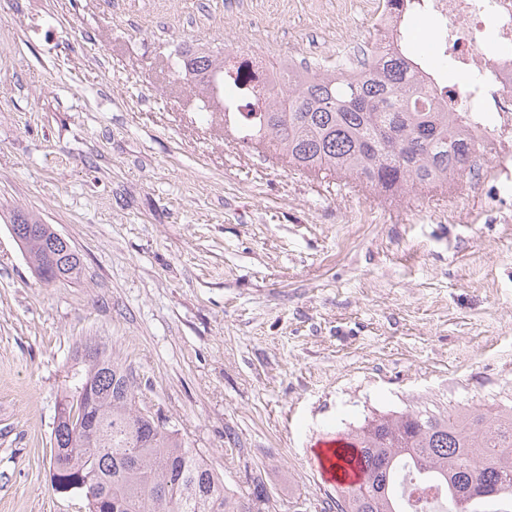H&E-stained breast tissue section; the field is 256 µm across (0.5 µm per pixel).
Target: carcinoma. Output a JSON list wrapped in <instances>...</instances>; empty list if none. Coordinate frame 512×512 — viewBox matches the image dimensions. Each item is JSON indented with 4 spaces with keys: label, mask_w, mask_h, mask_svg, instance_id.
<instances>
[{
    "label": "carcinoma",
    "mask_w": 512,
    "mask_h": 512,
    "mask_svg": "<svg viewBox=\"0 0 512 512\" xmlns=\"http://www.w3.org/2000/svg\"><path fill=\"white\" fill-rule=\"evenodd\" d=\"M362 65L353 77L346 58L316 66L303 77L288 68L275 86L246 92L240 71L210 51L182 50L173 74L191 78L208 102L224 106V125L241 139L271 143L288 165L306 173H333L391 196L419 186L446 184L471 170L478 143L466 125H487L483 112H429L436 84L426 62L408 50L405 35ZM465 108L479 106L469 84L447 90ZM22 246L36 273L57 257L61 279L77 280L79 254L59 241L49 224ZM50 448L56 490L82 497L88 512H269L268 495L234 498L218 474L175 430L140 405L133 374L104 344L75 352ZM95 421L103 434L83 428ZM364 480L336 491V512H408V480L443 487L445 512H477L492 497L512 500V406L494 414L478 407L376 415L347 433Z\"/></svg>",
    "instance_id": "obj_1"
}]
</instances>
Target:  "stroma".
<instances>
[{
	"label": "stroma",
	"mask_w": 512,
	"mask_h": 512,
	"mask_svg": "<svg viewBox=\"0 0 512 512\" xmlns=\"http://www.w3.org/2000/svg\"><path fill=\"white\" fill-rule=\"evenodd\" d=\"M383 0H0V210L79 254L44 284L0 220V512H88L49 470L79 339L235 496L336 491L315 445L365 417L512 405V156L381 195L263 163L176 50L362 59Z\"/></svg>",
	"instance_id": "1"
}]
</instances>
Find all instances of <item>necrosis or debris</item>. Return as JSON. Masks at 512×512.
<instances>
[{"label":"necrosis or debris","mask_w":512,"mask_h":512,"mask_svg":"<svg viewBox=\"0 0 512 512\" xmlns=\"http://www.w3.org/2000/svg\"><path fill=\"white\" fill-rule=\"evenodd\" d=\"M426 13L438 17L442 30L438 41L440 55L454 72L466 81L479 72L494 69L495 83L480 92L484 111L497 113L499 122L493 131L472 129L474 138L494 134L499 149L512 153V0H425ZM492 31L495 50L484 51V33Z\"/></svg>","instance_id":"1"}]
</instances>
